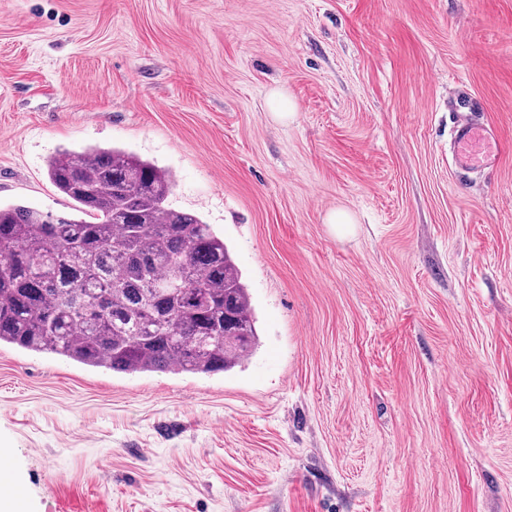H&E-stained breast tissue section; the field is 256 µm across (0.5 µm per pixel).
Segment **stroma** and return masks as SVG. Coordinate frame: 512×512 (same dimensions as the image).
<instances>
[{
  "label": "stroma",
  "mask_w": 512,
  "mask_h": 512,
  "mask_svg": "<svg viewBox=\"0 0 512 512\" xmlns=\"http://www.w3.org/2000/svg\"><path fill=\"white\" fill-rule=\"evenodd\" d=\"M461 120L493 167L454 165ZM89 146L171 173L259 344L215 375L1 346L22 512H512V0H0V204L74 216L47 161ZM456 163L464 169L481 171L490 166L503 146L495 133L476 122H460L451 130Z\"/></svg>",
  "instance_id": "obj_1"
}]
</instances>
